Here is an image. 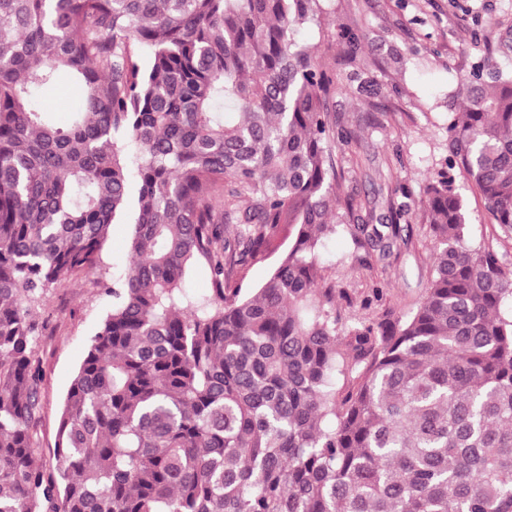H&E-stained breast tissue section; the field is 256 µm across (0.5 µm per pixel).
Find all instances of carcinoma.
Instances as JSON below:
<instances>
[{
    "mask_svg": "<svg viewBox=\"0 0 512 512\" xmlns=\"http://www.w3.org/2000/svg\"><path fill=\"white\" fill-rule=\"evenodd\" d=\"M322 0H0V512H512V270L470 244L460 175L512 237V76L479 70L427 187L423 301L343 325L323 241L336 89L295 39ZM62 73L61 127L36 89ZM130 263L38 455L32 307ZM235 225L233 231L227 225ZM294 227L257 288L236 268ZM206 267L209 293L185 287ZM59 92L64 93L70 101V106L65 110H58L48 105V99ZM80 94L81 91L79 87L72 83L67 77L62 76L53 85L36 90L35 99L42 106L57 112L59 119L65 120L68 112L76 106Z\"/></svg>",
    "mask_w": 512,
    "mask_h": 512,
    "instance_id": "carcinoma-1",
    "label": "carcinoma"
}]
</instances>
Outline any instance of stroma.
<instances>
[{
	"label": "stroma",
	"mask_w": 512,
	"mask_h": 512,
	"mask_svg": "<svg viewBox=\"0 0 512 512\" xmlns=\"http://www.w3.org/2000/svg\"><path fill=\"white\" fill-rule=\"evenodd\" d=\"M321 27L300 30L336 77L330 119L351 140L337 143L336 192L354 204L356 224H396L389 253L341 232L324 241L325 282L336 290L346 324L409 314L424 298L434 237L426 189L448 158L449 101H462L465 80L484 62L512 70V0H324ZM359 35L350 46L347 34ZM470 243L497 253L512 269L504 236L471 182L458 180ZM134 220L112 224L102 268L57 284L37 309L34 347L42 372L41 454L52 460L63 396L93 335L112 308L110 288L129 264ZM288 247L280 228L269 252L238 268L242 290L257 287Z\"/></svg>",
	"instance_id": "stroma-1"
}]
</instances>
